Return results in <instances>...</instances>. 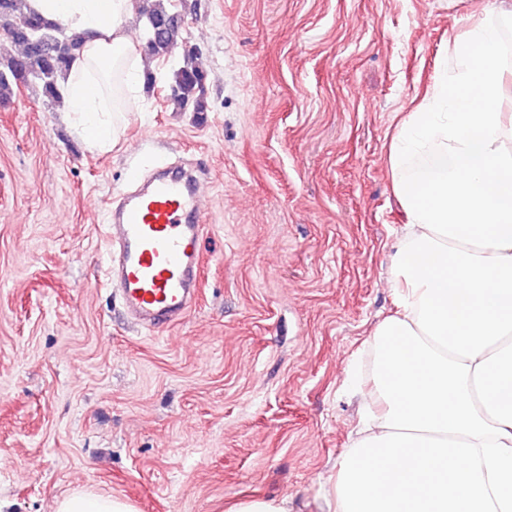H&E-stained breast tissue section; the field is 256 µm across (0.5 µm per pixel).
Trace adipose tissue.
<instances>
[{"instance_id":"1","label":"adipose tissue","mask_w":512,"mask_h":512,"mask_svg":"<svg viewBox=\"0 0 512 512\" xmlns=\"http://www.w3.org/2000/svg\"><path fill=\"white\" fill-rule=\"evenodd\" d=\"M84 40L62 82L74 132L95 150L118 133L117 77L144 70L125 33L137 0H27ZM498 33L472 23L391 145L409 231L392 267L397 310L375 329L360 429L330 485L333 512H512V82ZM434 144V168L404 174ZM56 512H137L128 499L74 491Z\"/></svg>"}]
</instances>
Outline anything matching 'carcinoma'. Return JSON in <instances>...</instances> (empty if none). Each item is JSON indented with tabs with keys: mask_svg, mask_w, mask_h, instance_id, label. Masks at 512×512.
Wrapping results in <instances>:
<instances>
[{
	"mask_svg": "<svg viewBox=\"0 0 512 512\" xmlns=\"http://www.w3.org/2000/svg\"><path fill=\"white\" fill-rule=\"evenodd\" d=\"M146 2L141 15L145 18L149 52L165 57L176 45L179 25L173 16L177 4L175 0ZM21 24L47 35L49 41L46 50L40 54H33L26 48L17 56L0 61V90H7L12 84L25 85L37 80L45 97L57 99L60 97V79L76 57V48L82 46V40L66 36L55 25L28 11L25 0H0V35L11 38L12 32ZM201 77L203 72L191 56L185 57L183 65L173 70L174 99L180 107L190 106L194 112L208 111L207 101L199 91Z\"/></svg>",
	"mask_w": 512,
	"mask_h": 512,
	"instance_id": "cac0c4a2",
	"label": "carcinoma"
}]
</instances>
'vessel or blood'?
Masks as SVG:
<instances>
[{"label":"vessel or blood","instance_id":"vessel-or-blood-1","mask_svg":"<svg viewBox=\"0 0 512 512\" xmlns=\"http://www.w3.org/2000/svg\"><path fill=\"white\" fill-rule=\"evenodd\" d=\"M200 206L192 175L164 172L127 197L108 224L111 278L139 324L169 326L191 307L200 285Z\"/></svg>","mask_w":512,"mask_h":512}]
</instances>
